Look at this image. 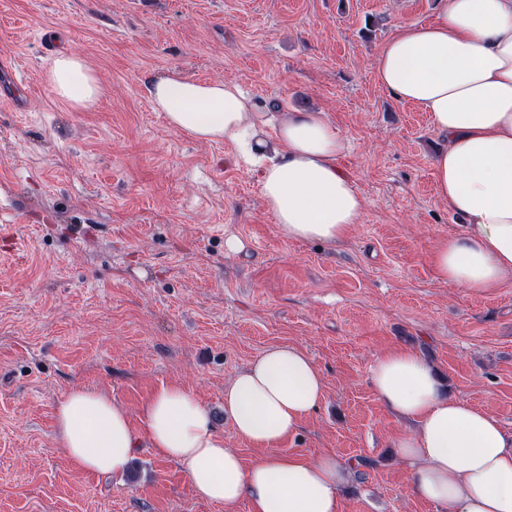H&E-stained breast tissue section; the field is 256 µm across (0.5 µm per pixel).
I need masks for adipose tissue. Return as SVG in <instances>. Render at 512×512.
Returning <instances> with one entry per match:
<instances>
[{
  "mask_svg": "<svg viewBox=\"0 0 512 512\" xmlns=\"http://www.w3.org/2000/svg\"><path fill=\"white\" fill-rule=\"evenodd\" d=\"M381 84L428 112L448 148L432 161L437 194L462 215L464 231L433 255L441 279L474 291L512 275V0H446L430 23L400 24L377 59ZM54 94L74 108L92 104L97 82L82 58L63 54L46 72ZM155 111L197 138L232 144L260 176L282 236L335 242L366 208L338 159L346 142L322 112L285 120L259 111L232 82H202L172 71L150 90ZM274 129L268 140L266 129ZM371 384L380 401L416 420L397 441L414 493L446 512H512V437L494 416L446 395L432 366L397 349L378 358ZM324 377L289 345L265 350L224 387V413L236 435L258 448L293 435L322 402ZM55 431L64 453L95 474H123L141 440L175 461L196 494L233 512H338L351 467L336 457L272 454L244 466L224 445L213 417L189 390L158 389L144 407V435L106 395L72 390L57 403Z\"/></svg>",
  "mask_w": 512,
  "mask_h": 512,
  "instance_id": "obj_1",
  "label": "adipose tissue"
}]
</instances>
